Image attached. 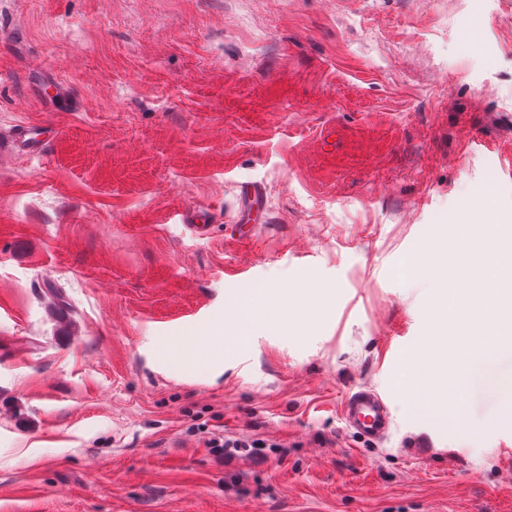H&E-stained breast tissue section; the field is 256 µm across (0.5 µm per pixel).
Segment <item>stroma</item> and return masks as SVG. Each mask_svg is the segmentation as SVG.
<instances>
[{"label":"stroma","mask_w":512,"mask_h":512,"mask_svg":"<svg viewBox=\"0 0 512 512\" xmlns=\"http://www.w3.org/2000/svg\"><path fill=\"white\" fill-rule=\"evenodd\" d=\"M482 192L512 235V0H0V512H512L504 389L454 419L398 384L400 270ZM309 280L313 327H229ZM48 130L57 133L55 128L46 124L20 123L16 126L12 146L16 151H25L27 148L35 151L45 140L44 136ZM257 190L254 187L247 188L243 191V197L245 201L242 204L240 211L239 224L237 232L240 238L247 239V234L250 232L252 225L249 224L252 221V214L254 212L257 200ZM342 414L349 427L369 441L383 439L392 425L385 400L368 386H358L348 393Z\"/></svg>","instance_id":"stroma-1"}]
</instances>
